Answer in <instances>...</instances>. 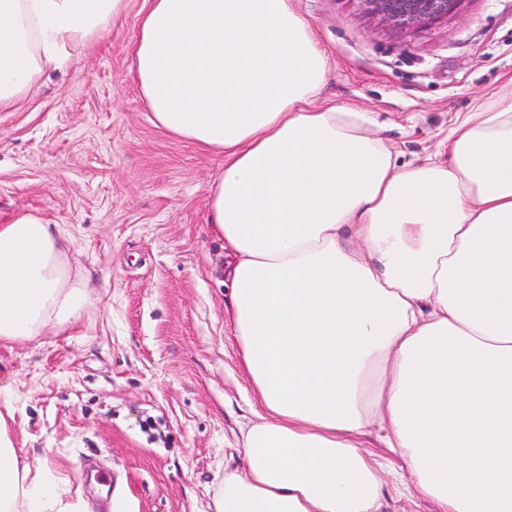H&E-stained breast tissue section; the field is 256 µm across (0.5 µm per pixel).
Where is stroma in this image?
Wrapping results in <instances>:
<instances>
[{
  "label": "stroma",
  "mask_w": 512,
  "mask_h": 512,
  "mask_svg": "<svg viewBox=\"0 0 512 512\" xmlns=\"http://www.w3.org/2000/svg\"><path fill=\"white\" fill-rule=\"evenodd\" d=\"M327 49L325 95L373 113L414 162L512 81V0H461L441 24L379 25L355 0H294ZM147 0L69 49L0 110V224L38 214L103 287L72 327L0 341V430L74 512H204L249 384L224 320V243L208 222L219 160L151 121L131 48Z\"/></svg>",
  "instance_id": "1"
}]
</instances>
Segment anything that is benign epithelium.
Here are the masks:
<instances>
[{"label": "benign epithelium", "mask_w": 512, "mask_h": 512, "mask_svg": "<svg viewBox=\"0 0 512 512\" xmlns=\"http://www.w3.org/2000/svg\"><path fill=\"white\" fill-rule=\"evenodd\" d=\"M360 10L394 29L428 28L448 18L460 0H356Z\"/></svg>", "instance_id": "benign-epithelium-1"}]
</instances>
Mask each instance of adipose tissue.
<instances>
[{
	"label": "adipose tissue",
	"instance_id": "adipose-tissue-1",
	"mask_svg": "<svg viewBox=\"0 0 512 512\" xmlns=\"http://www.w3.org/2000/svg\"><path fill=\"white\" fill-rule=\"evenodd\" d=\"M123 9L0 0V108ZM134 56L155 124L221 158L209 222L251 395L209 512H384L389 491L512 512V81L401 163L323 99L292 0H151ZM95 288L44 218L0 224V340L71 325ZM0 512H65L1 432Z\"/></svg>",
	"mask_w": 512,
	"mask_h": 512
}]
</instances>
